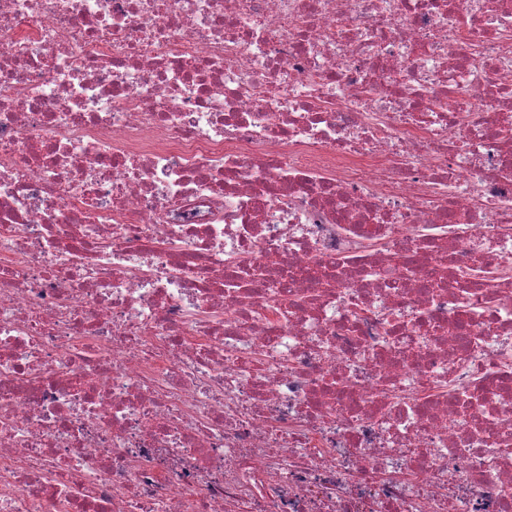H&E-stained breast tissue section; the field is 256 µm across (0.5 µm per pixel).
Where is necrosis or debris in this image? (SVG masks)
<instances>
[{"label": "necrosis or debris", "instance_id": "1", "mask_svg": "<svg viewBox=\"0 0 512 512\" xmlns=\"http://www.w3.org/2000/svg\"><path fill=\"white\" fill-rule=\"evenodd\" d=\"M0 512H512V0H0Z\"/></svg>", "mask_w": 512, "mask_h": 512}]
</instances>
